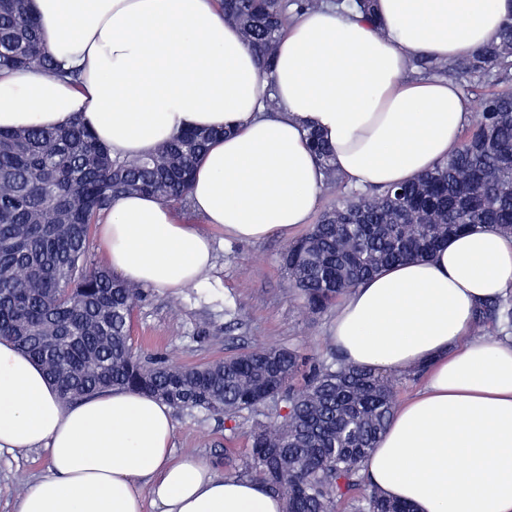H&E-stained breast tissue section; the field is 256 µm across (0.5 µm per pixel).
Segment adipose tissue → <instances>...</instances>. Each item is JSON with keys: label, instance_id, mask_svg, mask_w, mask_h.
<instances>
[{"label": "adipose tissue", "instance_id": "1", "mask_svg": "<svg viewBox=\"0 0 512 512\" xmlns=\"http://www.w3.org/2000/svg\"><path fill=\"white\" fill-rule=\"evenodd\" d=\"M32 8L49 52L82 83L0 72V129L77 117L122 156L155 151L185 129H226L196 166L189 206L243 242L308 224L324 181L308 129L362 188L408 183L447 159L470 103L453 83L407 79V62L469 55L512 19V0H377V31L358 14L307 11L265 75L217 0ZM98 236L113 272L144 286L199 284L213 265L211 239L154 196L114 200ZM510 291L512 236L486 226L383 269L337 305L331 341L346 363L425 371L364 464L374 487L417 512H512V335L472 333L480 303ZM173 429L171 407L140 392L62 403L42 367L0 340V452L49 457L18 512H282L261 481L175 455Z\"/></svg>", "mask_w": 512, "mask_h": 512}]
</instances>
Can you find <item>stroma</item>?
I'll return each instance as SVG.
<instances>
[{"label": "stroma", "instance_id": "35a3bbf8", "mask_svg": "<svg viewBox=\"0 0 512 512\" xmlns=\"http://www.w3.org/2000/svg\"><path fill=\"white\" fill-rule=\"evenodd\" d=\"M215 264L196 288H150L136 307L130 336L145 355L166 354L193 366L233 356L258 343L297 347L330 357L333 312H305L290 286L281 256L288 246L279 235L240 242L207 225ZM172 444L177 453L206 458L225 477L240 471L250 446L253 415L221 421L206 413L174 412ZM44 450L0 453V512H18L24 488L44 475Z\"/></svg>", "mask_w": 512, "mask_h": 512}]
</instances>
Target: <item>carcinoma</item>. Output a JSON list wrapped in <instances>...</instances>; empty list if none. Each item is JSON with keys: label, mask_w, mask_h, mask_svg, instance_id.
Segmentation results:
<instances>
[{"label": "carcinoma", "mask_w": 512, "mask_h": 512, "mask_svg": "<svg viewBox=\"0 0 512 512\" xmlns=\"http://www.w3.org/2000/svg\"><path fill=\"white\" fill-rule=\"evenodd\" d=\"M31 0H0V70H33L79 83L47 52ZM375 0H219L224 20L269 72L290 20L328 4L375 21ZM418 77L455 83L477 111L460 146L415 181L385 190L346 185L331 150L309 139L336 203L284 253L290 285L313 314L386 266L424 259L456 235L492 226L512 235V92L487 94L489 81L512 83V22L475 54L411 58ZM212 130L181 132L147 157H112L79 120L59 129L0 130V337L36 361L60 397L73 402L107 390L147 393L173 409L233 420L269 404L284 413L255 423L244 474L284 501L283 512H413L370 486L362 465L399 403L398 382L372 369L305 356L277 345L198 366L144 360L130 343L145 291L88 261L92 226L112 201L144 193L188 197ZM479 333L512 334V293L481 303ZM57 335L53 349L42 336Z\"/></svg>", "instance_id": "obj_1"}]
</instances>
